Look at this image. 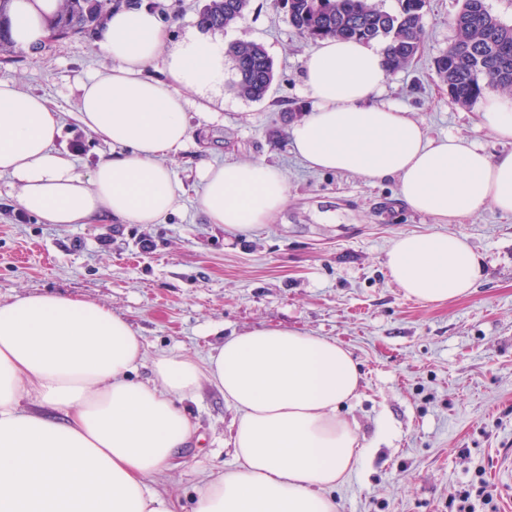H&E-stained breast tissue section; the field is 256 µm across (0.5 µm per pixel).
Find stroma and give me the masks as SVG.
Wrapping results in <instances>:
<instances>
[{
  "mask_svg": "<svg viewBox=\"0 0 512 512\" xmlns=\"http://www.w3.org/2000/svg\"><path fill=\"white\" fill-rule=\"evenodd\" d=\"M148 3L175 22L169 47L202 35L196 20L205 0ZM462 5L427 0L420 49L386 78L378 100L403 108L430 137L464 136L493 155L508 145L481 127V101L456 102L437 74ZM242 38L266 48L272 89L260 101L244 98L225 68L223 109L206 120L191 115V143L166 160L183 207L165 223L45 224L18 208V183L0 178V302L80 297L124 316L151 351L194 358L232 333L264 326L336 339L362 373L342 415L367 450L334 492L338 512H451L455 491L489 475L493 456L512 442V216L488 207L442 225L409 209L396 179L307 168L287 131L311 104L303 60L315 44L277 0H250L244 17L217 36L224 45ZM111 67L91 32L0 51V79L60 112L57 147L85 175L111 149L76 120L78 84ZM205 160L277 167L287 204L245 232L208 223L196 206ZM439 231L465 237L485 273L469 296L425 304L404 295L385 254L398 235ZM188 408L197 437L176 453L174 478L162 485L180 512H193L202 472L232 465L223 395L202 386Z\"/></svg>",
  "mask_w": 512,
  "mask_h": 512,
  "instance_id": "stroma-1",
  "label": "stroma"
}]
</instances>
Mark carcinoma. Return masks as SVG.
<instances>
[{
  "label": "carcinoma",
  "mask_w": 512,
  "mask_h": 512,
  "mask_svg": "<svg viewBox=\"0 0 512 512\" xmlns=\"http://www.w3.org/2000/svg\"><path fill=\"white\" fill-rule=\"evenodd\" d=\"M288 3V22L316 41L340 38L383 44L388 72L403 68L417 54L424 38V0H398L389 12L371 0H281ZM250 0H206L200 27L223 30L241 19ZM111 10L107 0H63L50 21L59 36L82 34L101 24ZM457 37L437 60V72L457 102L469 103L488 87L512 89V25L491 14L485 0H464L454 21ZM241 96L260 101L274 81L273 62L263 45L240 39L228 45Z\"/></svg>",
  "instance_id": "1"
}]
</instances>
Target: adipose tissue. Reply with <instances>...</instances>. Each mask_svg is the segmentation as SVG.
Segmentation results:
<instances>
[{
    "instance_id": "1",
    "label": "adipose tissue",
    "mask_w": 512,
    "mask_h": 512,
    "mask_svg": "<svg viewBox=\"0 0 512 512\" xmlns=\"http://www.w3.org/2000/svg\"><path fill=\"white\" fill-rule=\"evenodd\" d=\"M60 5L12 0L11 39L39 48ZM168 37L146 4L113 8L99 26L112 68L80 83L77 118L112 153L87 177L55 147L60 113L0 81V175L19 182L23 211L46 224H160L180 208L165 159L190 140L188 93L203 111L216 105L224 49L190 37L168 53ZM157 61L164 79L147 78ZM303 69L312 106L288 135L307 167L396 178L409 208L443 224L488 206L512 215V151L429 137L399 107L375 104L387 78L378 47L327 38ZM201 182L198 210L228 231L268 223L288 201L283 174L262 163L207 164ZM385 263L407 297L429 304L468 295L483 275L468 241L445 232L395 237ZM205 382L233 413V466L205 474L196 512H337L333 492L365 454L339 415L361 386L350 350L261 327L201 359L152 352L123 316L55 294L0 302V512H176L154 483L190 442L184 405Z\"/></svg>"
}]
</instances>
